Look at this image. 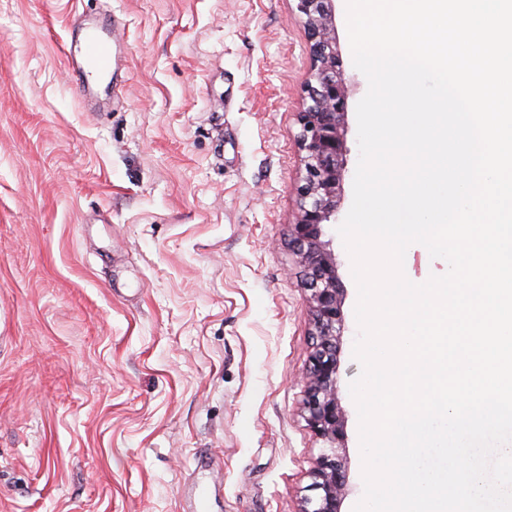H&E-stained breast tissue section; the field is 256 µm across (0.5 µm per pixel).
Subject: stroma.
I'll list each match as a JSON object with an SVG mask.
<instances>
[{"mask_svg": "<svg viewBox=\"0 0 512 512\" xmlns=\"http://www.w3.org/2000/svg\"><path fill=\"white\" fill-rule=\"evenodd\" d=\"M356 90L336 221L347 473L363 493L357 288L337 232L359 160ZM118 19L109 99L63 52ZM309 40L290 0H0V512H299L311 326L290 244Z\"/></svg>", "mask_w": 512, "mask_h": 512, "instance_id": "stroma-1", "label": "stroma"}]
</instances>
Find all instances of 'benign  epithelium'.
I'll use <instances>...</instances> for the list:
<instances>
[{"label": "benign epithelium", "instance_id": "benign-epithelium-1", "mask_svg": "<svg viewBox=\"0 0 512 512\" xmlns=\"http://www.w3.org/2000/svg\"><path fill=\"white\" fill-rule=\"evenodd\" d=\"M304 19L311 44L312 72L302 109L297 113L298 149L303 175L297 188L292 242L309 293L314 342L308 356L304 402L307 426L321 444L313 473L317 494L305 498L300 512H338L346 476L336 459L343 439L342 412L336 401V325L341 322L340 282L336 259L322 240L324 228L336 223V198L346 153L345 116L351 83L340 69L336 49L334 0H292Z\"/></svg>", "mask_w": 512, "mask_h": 512}]
</instances>
